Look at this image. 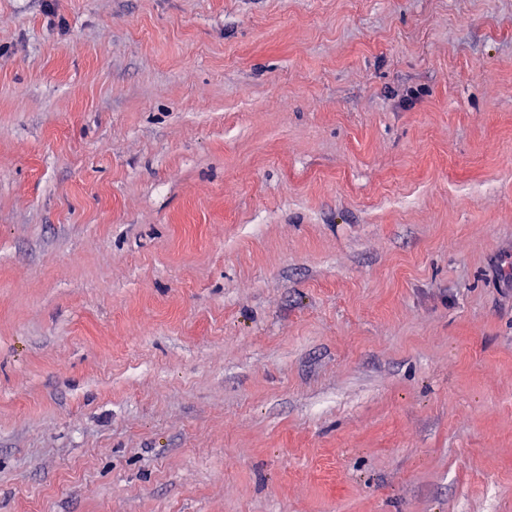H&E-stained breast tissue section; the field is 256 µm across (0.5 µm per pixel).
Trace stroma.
Here are the masks:
<instances>
[{
  "instance_id": "1",
  "label": "stroma",
  "mask_w": 512,
  "mask_h": 512,
  "mask_svg": "<svg viewBox=\"0 0 512 512\" xmlns=\"http://www.w3.org/2000/svg\"><path fill=\"white\" fill-rule=\"evenodd\" d=\"M0 512H512V0H0Z\"/></svg>"
}]
</instances>
